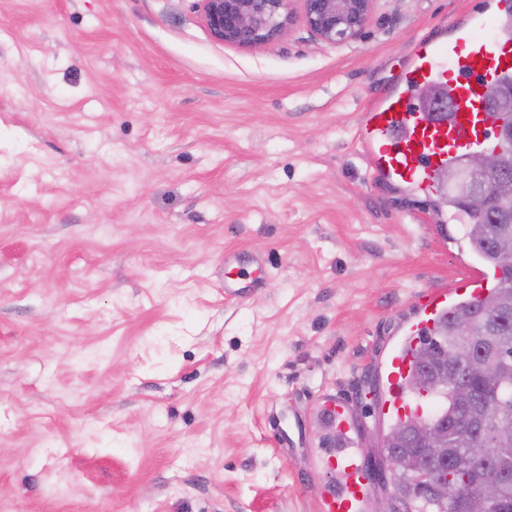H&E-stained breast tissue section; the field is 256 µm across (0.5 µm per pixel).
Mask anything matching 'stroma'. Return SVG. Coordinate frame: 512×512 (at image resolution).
<instances>
[{
  "label": "stroma",
  "instance_id": "obj_1",
  "mask_svg": "<svg viewBox=\"0 0 512 512\" xmlns=\"http://www.w3.org/2000/svg\"><path fill=\"white\" fill-rule=\"evenodd\" d=\"M484 2L245 50L194 0H0V512H316L328 397L387 470V359L476 261L447 183L378 177L358 133ZM239 264L248 263L254 265L255 268L252 271H248L247 268H242V271L239 270L240 276L248 278V282H245V285H242L240 281L241 278L226 280L224 279V296L229 297H238L244 293L246 288H255L260 284V274L263 272V256L262 255H254L248 254L246 256L238 255L237 256Z\"/></svg>",
  "mask_w": 512,
  "mask_h": 512
}]
</instances>
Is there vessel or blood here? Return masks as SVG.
<instances>
[{
    "instance_id": "obj_1",
    "label": "vessel or blood",
    "mask_w": 512,
    "mask_h": 512,
    "mask_svg": "<svg viewBox=\"0 0 512 512\" xmlns=\"http://www.w3.org/2000/svg\"><path fill=\"white\" fill-rule=\"evenodd\" d=\"M497 16L482 13L470 16L456 36L420 45L396 89L373 103L363 116L365 147L372 165L388 179L428 191L434 186L437 170L454 160L485 148L491 142L492 119L484 112L485 96L503 80L512 77V0H499ZM497 21L496 35H484L490 21ZM454 83L451 112H429L418 101V92L430 85ZM251 264L246 280L224 283L229 297L241 296L248 287L260 283L263 258L249 254ZM424 312L410 329L403 347L388 361V386L383 402L385 413L395 417L429 413L432 403L409 387L408 375L414 346L422 331L433 329L449 310L444 290L426 295ZM336 438L335 452L320 460L325 472L337 479L335 489L317 502L318 512H365L373 490V478L353 440L355 421L346 402L328 399L320 408Z\"/></svg>"
}]
</instances>
